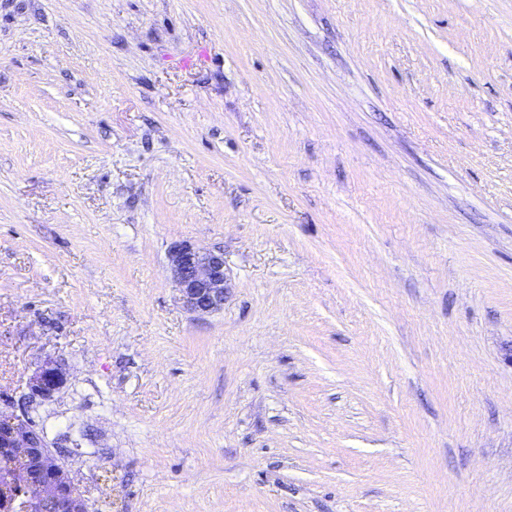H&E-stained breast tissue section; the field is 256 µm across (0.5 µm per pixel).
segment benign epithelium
<instances>
[{
  "instance_id": "7a95c632",
  "label": "benign epithelium",
  "mask_w": 512,
  "mask_h": 512,
  "mask_svg": "<svg viewBox=\"0 0 512 512\" xmlns=\"http://www.w3.org/2000/svg\"><path fill=\"white\" fill-rule=\"evenodd\" d=\"M168 264L179 299L187 311L205 315L224 309L227 275L224 254L182 241L168 252ZM68 387L60 361L47 355L27 377L21 399L26 407L15 410L14 399L0 398V462L34 463L38 475L0 471V481L18 485L20 502L0 497V512H90V500L71 477L61 454L52 448L30 411L49 403Z\"/></svg>"
}]
</instances>
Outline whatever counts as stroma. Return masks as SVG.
<instances>
[{
  "instance_id": "1",
  "label": "stroma",
  "mask_w": 512,
  "mask_h": 512,
  "mask_svg": "<svg viewBox=\"0 0 512 512\" xmlns=\"http://www.w3.org/2000/svg\"><path fill=\"white\" fill-rule=\"evenodd\" d=\"M510 344L512 0H0V393L95 512H512ZM168 264L184 309L205 315L224 308L227 275L223 252L176 242L169 249Z\"/></svg>"
}]
</instances>
